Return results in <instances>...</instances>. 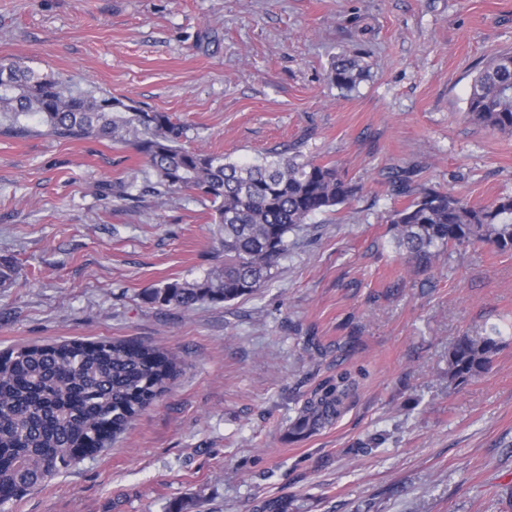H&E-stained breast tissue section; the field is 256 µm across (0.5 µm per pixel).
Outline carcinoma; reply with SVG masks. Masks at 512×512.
Wrapping results in <instances>:
<instances>
[{"label": "carcinoma", "mask_w": 512, "mask_h": 512, "mask_svg": "<svg viewBox=\"0 0 512 512\" xmlns=\"http://www.w3.org/2000/svg\"><path fill=\"white\" fill-rule=\"evenodd\" d=\"M359 60L331 64L336 86L351 89ZM470 119L512 133V53L492 57L473 79ZM36 123L37 131L30 126ZM63 141L130 142L155 177L152 192L189 191L210 200L224 262L200 279L173 281L142 292L144 301L190 309L226 303L267 286L288 250V233L311 217L351 200L358 187L334 165L297 151L231 162L222 154L185 148L182 126L165 112H148L111 95L74 89L18 61H0V132H33ZM399 244L418 267L441 247L487 242L512 251V196L474 206L445 192H420L390 218ZM499 340L463 336L448 351V375L464 383L484 373ZM179 371L164 349L123 339L24 345L0 355V505L17 500L68 468L86 450L101 452L169 388ZM350 374L314 390L291 422L307 436L346 407ZM257 512H288V498L261 501Z\"/></svg>", "instance_id": "1"}]
</instances>
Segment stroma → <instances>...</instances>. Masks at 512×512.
Listing matches in <instances>:
<instances>
[{
  "instance_id": "obj_1",
  "label": "stroma",
  "mask_w": 512,
  "mask_h": 512,
  "mask_svg": "<svg viewBox=\"0 0 512 512\" xmlns=\"http://www.w3.org/2000/svg\"><path fill=\"white\" fill-rule=\"evenodd\" d=\"M510 50L512 0H0V60L168 113L187 148L300 151L360 188L289 233L266 288L171 309L141 294L215 265L210 201L115 198L151 175L127 143L0 134V258L17 269L0 352L122 338L181 366L108 450L0 512H253L277 495L290 512H512V251L443 247L419 269L389 223L426 189L512 195V134L466 114ZM340 55L363 68L348 92ZM493 331L488 371L452 381L449 348ZM345 370L342 416L290 436ZM361 71L359 60L355 56H339L331 64V76L340 89H351Z\"/></svg>"
}]
</instances>
